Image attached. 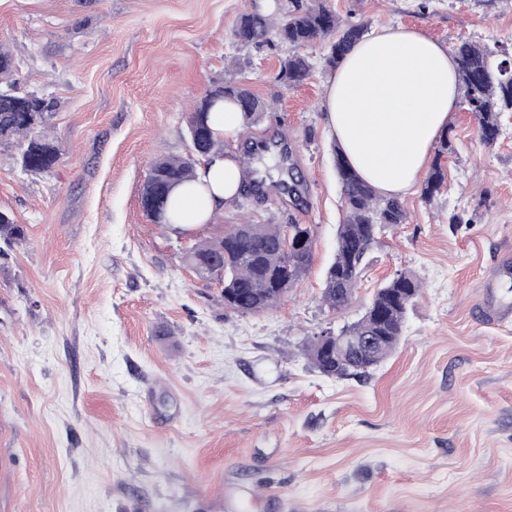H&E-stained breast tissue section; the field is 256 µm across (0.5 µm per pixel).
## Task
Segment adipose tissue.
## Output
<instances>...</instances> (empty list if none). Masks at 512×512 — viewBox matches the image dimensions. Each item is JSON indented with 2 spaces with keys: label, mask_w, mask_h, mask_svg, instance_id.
<instances>
[{
  "label": "adipose tissue",
  "mask_w": 512,
  "mask_h": 512,
  "mask_svg": "<svg viewBox=\"0 0 512 512\" xmlns=\"http://www.w3.org/2000/svg\"><path fill=\"white\" fill-rule=\"evenodd\" d=\"M462 98L447 48L425 32L386 25L356 42L323 97L328 128L359 175L385 197L420 184L433 143ZM246 181L241 155L212 156L171 194V221L208 223Z\"/></svg>",
  "instance_id": "adipose-tissue-1"
}]
</instances>
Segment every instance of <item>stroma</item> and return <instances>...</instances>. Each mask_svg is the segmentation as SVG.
I'll return each mask as SVG.
<instances>
[{
	"instance_id": "stroma-1",
	"label": "stroma",
	"mask_w": 512,
	"mask_h": 512,
	"mask_svg": "<svg viewBox=\"0 0 512 512\" xmlns=\"http://www.w3.org/2000/svg\"><path fill=\"white\" fill-rule=\"evenodd\" d=\"M261 0H0L19 86L56 102L60 149L31 174L0 145V512H512V113L484 146L470 112L431 202L403 198L345 314L320 296L344 217L322 100L328 44L300 85L280 51L239 49ZM341 19L415 26L447 47L512 43V0H331ZM270 103L225 151L286 133L301 194L238 198L206 224L154 223L152 163L224 74ZM250 217L307 224L313 261L275 307L241 314L187 250ZM420 280L398 349L321 375L309 338L357 319L395 272Z\"/></svg>"
}]
</instances>
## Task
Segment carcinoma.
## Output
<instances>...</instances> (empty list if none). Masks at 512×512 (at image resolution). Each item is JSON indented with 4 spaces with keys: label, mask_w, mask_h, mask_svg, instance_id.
Segmentation results:
<instances>
[{
    "label": "carcinoma",
    "mask_w": 512,
    "mask_h": 512,
    "mask_svg": "<svg viewBox=\"0 0 512 512\" xmlns=\"http://www.w3.org/2000/svg\"><path fill=\"white\" fill-rule=\"evenodd\" d=\"M281 17L276 19L258 9L239 17L231 31L241 46H270L288 48L280 60L278 78L293 86L302 83L310 73V64L300 50L317 40L329 41L326 66L336 69L351 46L367 33L364 23H344L329 5V0H310L309 5L296 4L286 11L277 8ZM459 83L467 110L477 123L479 139L486 145L495 143L500 135V117L512 112V79H507L501 66L512 67L509 50H491L486 45L471 41L459 43L453 50ZM500 57L494 61L493 57ZM10 53L0 47V142L13 141L19 150L18 162L29 173H45L60 160L58 146L48 138L46 124L54 101H47L17 88ZM234 101L242 116L250 120L267 109L244 85L226 79L216 84L197 105L187 124L189 152L184 157L163 158L155 161L146 178L144 194L168 203L173 189L195 178L201 158L224 152V144L214 136L207 114L219 101ZM336 152V170L341 183L345 218L337 228L336 250L326 273L322 302L336 313L350 308L354 291L363 270V260L375 242L377 230L388 224H402L406 210L397 197L384 198L365 182L347 161L342 147ZM446 180L445 170L434 161L422 187V199L431 201ZM297 183L292 168L286 166L281 179L271 187L296 192ZM253 236L239 238L240 225L231 226L220 238L203 242L195 247L196 255L212 259L226 268L224 292L234 299L237 312L258 313L273 307L288 293L289 288L303 277L312 261L313 237L311 227L305 224L288 225L283 233L281 224H252ZM305 234L303 252L286 256L280 248L284 236ZM21 243L25 240L22 225L0 212V241ZM400 288H412L419 294V279L409 271L391 277L374 293L363 314L354 322L344 325L353 336H379L381 340L372 348L369 357L361 360L351 377H363L380 365L398 347L409 304L394 300ZM309 364L328 377L344 378L336 374L335 362L325 355L315 339L306 345Z\"/></svg>",
    "instance_id": "carcinoma-1"
}]
</instances>
